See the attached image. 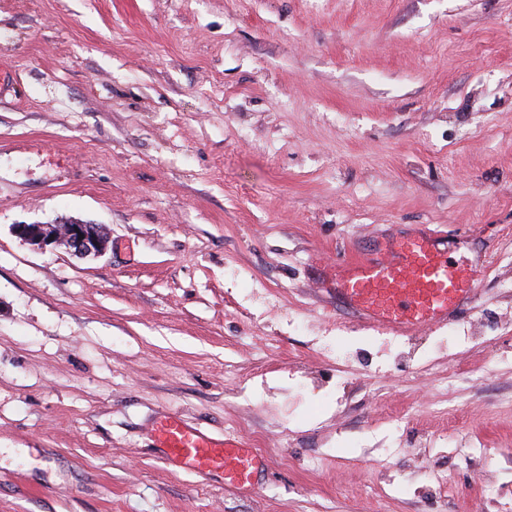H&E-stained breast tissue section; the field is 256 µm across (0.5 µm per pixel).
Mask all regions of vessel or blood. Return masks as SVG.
Wrapping results in <instances>:
<instances>
[{
    "mask_svg": "<svg viewBox=\"0 0 512 512\" xmlns=\"http://www.w3.org/2000/svg\"><path fill=\"white\" fill-rule=\"evenodd\" d=\"M338 297L356 317L386 333H407L447 320L474 295L477 270L453 263L436 235L421 233L386 254L344 263ZM166 458L225 483L251 487L263 469L261 454L230 439H215L174 416L157 427Z\"/></svg>",
    "mask_w": 512,
    "mask_h": 512,
    "instance_id": "1",
    "label": "vessel or blood"
}]
</instances>
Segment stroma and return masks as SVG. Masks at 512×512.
Here are the masks:
<instances>
[{
	"label": "stroma",
	"instance_id": "stroma-1",
	"mask_svg": "<svg viewBox=\"0 0 512 512\" xmlns=\"http://www.w3.org/2000/svg\"><path fill=\"white\" fill-rule=\"evenodd\" d=\"M65 220L105 253L12 231ZM422 232L461 313L338 307ZM0 512H512V0H0ZM14 234L37 246L64 245L79 258L99 256L108 247L107 234L96 224L66 221L60 224H16ZM160 448L174 463L201 473L216 474L225 484L252 487L263 470V456L230 439H215L182 419L164 416L157 427Z\"/></svg>",
	"mask_w": 512,
	"mask_h": 512
}]
</instances>
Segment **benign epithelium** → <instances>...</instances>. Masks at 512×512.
I'll return each mask as SVG.
<instances>
[{
	"instance_id": "obj_1",
	"label": "benign epithelium",
	"mask_w": 512,
	"mask_h": 512,
	"mask_svg": "<svg viewBox=\"0 0 512 512\" xmlns=\"http://www.w3.org/2000/svg\"><path fill=\"white\" fill-rule=\"evenodd\" d=\"M14 234L33 245H63L79 258L99 256L108 247L107 234L97 225L82 221L60 224H17Z\"/></svg>"
}]
</instances>
